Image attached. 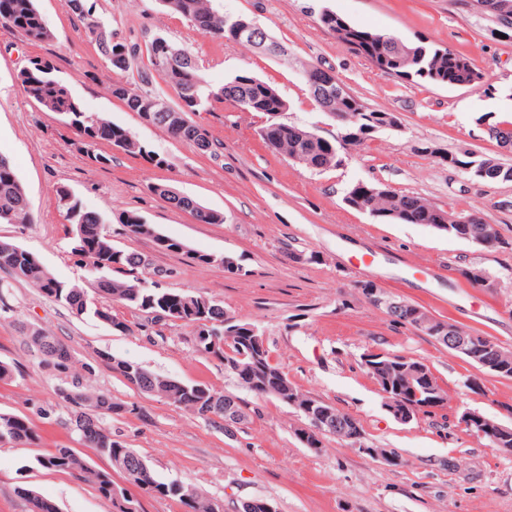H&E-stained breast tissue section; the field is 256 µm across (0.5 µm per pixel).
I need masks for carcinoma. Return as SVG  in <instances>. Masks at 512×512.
Segmentation results:
<instances>
[{
	"mask_svg": "<svg viewBox=\"0 0 512 512\" xmlns=\"http://www.w3.org/2000/svg\"><path fill=\"white\" fill-rule=\"evenodd\" d=\"M159 3L164 10L185 18L210 38L230 39V25L234 18L218 11L213 0H159ZM68 6L83 21L87 35L95 42L112 71L120 75L128 72L139 50L135 45L114 39L112 30L96 14V0H68ZM4 15L9 17L10 28L32 42H44L52 37L35 0H0V17ZM319 22L339 41L369 61L385 58L386 74L407 79L417 76L438 86H451L458 63L463 61L468 63L477 78L483 77L482 71L465 53L406 42L394 34L354 27L327 8L319 12ZM165 41L166 37L157 34L145 44L148 65L147 70L139 73V78L148 83L152 76H158L173 90L179 104L171 107L162 96L144 91L120 78L112 82L109 91L127 109L140 114L149 123L164 128L170 137L191 143L205 152L212 147L213 139L197 135L198 126L187 121L184 114L205 110L214 102L231 101L242 112H262L267 116L260 136L273 153L288 158L299 150L305 151L310 155L311 169L318 172L341 164L342 159L330 152V145L336 144V141H331L329 145L319 140L306 143L300 139L304 127L280 120L282 113L288 110V102L273 85L244 74L235 76L219 88H211L188 51L183 49L175 56L169 55L157 61L156 46ZM54 72L53 63L45 59L40 67L20 70L17 80L28 97L44 111L61 116L64 124L77 136L93 133L96 145H110L132 134L131 130L104 116L87 111ZM313 101L325 114L341 113L357 125L369 124V116L373 114V110L354 95L328 100L317 96ZM448 156L453 163L466 161L485 168L484 175L479 177L482 182L503 181L500 174L503 164L491 157L478 155L471 159L467 152L461 155L450 152ZM381 188L382 191L361 202L350 197L353 191L350 186L345 192L344 202L349 206L372 209L383 220L399 224H426L450 237L468 242L477 239L489 226L477 212L462 221L457 213L424 197L399 192L384 184ZM148 189L176 207L189 211L200 223L224 222L223 214L179 194L166 183H152ZM71 205L76 211L74 224L82 226V236L72 239L71 253L91 267L92 278L87 286L69 285L58 280L32 254L6 239H0V270L32 282L47 297L78 316H92L117 328L126 327V323L112 314L114 302L175 317L194 325L197 327V351L222 359L224 369L233 376L240 388L258 398L279 400L295 409L301 417L305 408L329 411L331 427L325 428L321 437L342 439L343 425L348 423L350 416L318 398L302 393L278 366L271 364L269 354L256 360L243 341L227 336L224 332L225 310L221 302L148 287L145 280L135 275L142 266L139 254L127 252L113 242L101 214L87 209L76 197ZM0 223H34L25 189L10 162L2 156ZM123 227L130 236L152 235V228L139 215L127 216ZM116 269L124 270L132 277L114 279L112 271ZM460 273L472 284L482 288L493 287L489 274L483 269L463 267ZM28 344L41 355L42 362L63 372L70 368L71 352L55 337L36 330L28 336ZM486 358L506 365L504 370L497 372L498 376L512 378V356L504 354L501 346L491 347ZM360 366L383 388H401L408 379H415L420 392L415 404L420 406V413L424 415L428 413L426 406L429 400L439 398L444 403L448 402V393L439 386L431 369L422 361L402 355L365 353ZM112 369L127 383L136 385L140 392L165 399L200 416L208 412L219 415L224 411V402L235 399L233 395L220 394L203 385H189L173 377L151 372L128 360H112ZM58 397L68 415L65 424L72 428L82 447L91 449L95 455L108 461L109 469L91 467L84 455L73 448H56L36 458L41 467L80 476L112 504L118 500L131 502L126 488L130 484L150 495L176 499L188 508V512H215L216 502L199 492L192 482L157 480L143 457L112 438V432L105 427L103 419L112 415L134 414L139 410L136 403L115 400L105 392L91 393L74 384L59 389ZM37 439L38 435L27 418L0 411L1 446H28L35 444ZM114 473L123 478L124 484L114 481ZM19 493L28 502L29 512H58L53 501L30 488L21 487Z\"/></svg>",
	"mask_w": 512,
	"mask_h": 512,
	"instance_id": "cac0c4a2",
	"label": "carcinoma"
}]
</instances>
